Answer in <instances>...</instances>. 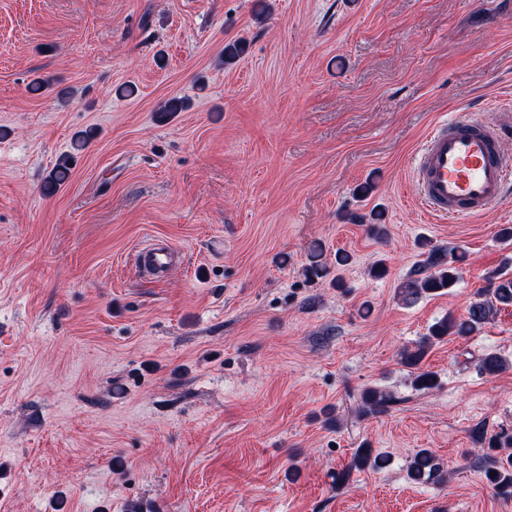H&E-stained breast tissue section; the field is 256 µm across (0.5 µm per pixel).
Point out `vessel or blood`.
<instances>
[{
    "mask_svg": "<svg viewBox=\"0 0 512 512\" xmlns=\"http://www.w3.org/2000/svg\"><path fill=\"white\" fill-rule=\"evenodd\" d=\"M502 125L455 119L433 128L412 166L415 198L425 212L453 222L483 213L512 183V157L500 150ZM179 256L169 241L141 248L139 265L152 277L167 276Z\"/></svg>",
    "mask_w": 512,
    "mask_h": 512,
    "instance_id": "b4317fda",
    "label": "vessel or blood"
}]
</instances>
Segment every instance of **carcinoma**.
<instances>
[{"instance_id":"1","label":"carcinoma","mask_w":512,"mask_h":512,"mask_svg":"<svg viewBox=\"0 0 512 512\" xmlns=\"http://www.w3.org/2000/svg\"><path fill=\"white\" fill-rule=\"evenodd\" d=\"M72 159L69 155L61 156L49 175L45 188L48 192L56 191L70 174ZM426 258L418 268L399 287L402 301L408 305L420 298L447 291L455 286L460 278L458 263L462 258L453 251L429 242L420 245ZM306 279L321 281L330 274L329 268L322 261L321 250L316 249L310 255L308 264L303 268ZM512 306V275L505 272H492L486 277V287L478 292V297L469 306L467 315L457 319L451 315L432 324L426 336L414 347L401 352L402 363L410 369L411 383L418 391H432L439 386L435 373L423 369L422 362L430 346L449 337H467L475 334L488 322L499 308ZM505 368L503 359L493 353L486 354L480 361L483 373L494 375ZM362 413L381 415L387 413L398 399L390 393L369 388L361 396ZM478 441L483 444V457L494 461V466L485 471L488 484L500 493L512 494V435L479 434ZM385 464L384 458L373 454V450L359 448L355 452L350 468L362 469L366 466L380 469ZM410 481L427 484L443 479L442 470L434 455L426 448L419 449L407 469Z\"/></svg>"}]
</instances>
